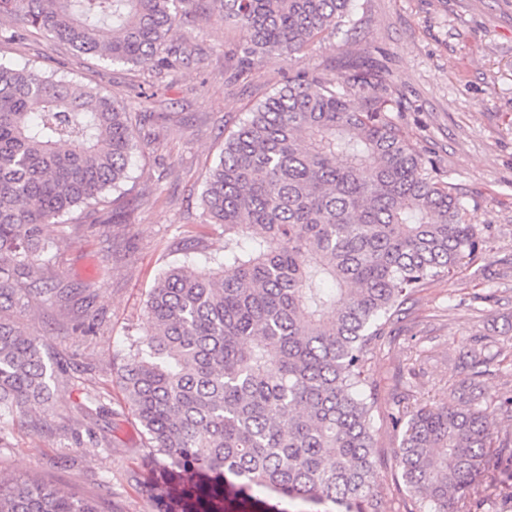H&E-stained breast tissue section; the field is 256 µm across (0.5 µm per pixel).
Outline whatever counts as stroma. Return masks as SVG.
<instances>
[{"label": "stroma", "instance_id": "1", "mask_svg": "<svg viewBox=\"0 0 512 512\" xmlns=\"http://www.w3.org/2000/svg\"><path fill=\"white\" fill-rule=\"evenodd\" d=\"M185 9L190 18L170 40L189 42L194 54L150 79L38 32L0 43L2 62L127 102L138 145L119 201L44 229L50 247L39 261L65 296H44L23 322L59 382L36 418L10 427L0 473L100 496L108 512H163L139 489L154 473L113 363L144 336L156 278L224 255V230L206 223L201 195L225 134L297 70L336 80L366 62L392 87L394 125L434 171L451 177L480 240L474 264L430 281L404 305L370 363L380 512H409L395 466L401 435L389 415L408 399L447 401L461 362L485 344L504 356L482 379L494 400V434L512 440V0H354L348 38L312 46L298 65L268 56L236 81L229 75L239 30L218 19L211 0H187ZM142 90L151 95L144 103ZM88 311L96 321L85 333L78 325ZM91 395L96 409L80 413ZM93 435L103 448L73 456L75 441ZM475 487L470 512H512V457L494 453Z\"/></svg>", "mask_w": 512, "mask_h": 512}]
</instances>
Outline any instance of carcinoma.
Here are the masks:
<instances>
[{"mask_svg": "<svg viewBox=\"0 0 512 512\" xmlns=\"http://www.w3.org/2000/svg\"><path fill=\"white\" fill-rule=\"evenodd\" d=\"M189 0H0V42L34 29L149 73L190 58L160 49ZM241 32L239 77L269 55L296 64L349 33L352 0H212ZM386 80L352 67L304 71L251 106L224 138L202 206L224 227L220 267H172L147 299L141 348L113 363L163 480L144 492L181 512H225L224 484L253 505L275 497L379 512L367 363L427 280L472 261L475 227L455 184L392 123ZM128 107L34 68L0 62V441L58 383L20 322L35 297L44 229L98 204L127 178ZM331 281L332 288L322 284ZM474 372L446 402L392 416L413 512H448L495 447ZM0 512H104L49 481L0 476Z\"/></svg>", "mask_w": 512, "mask_h": 512, "instance_id": "carcinoma-1", "label": "carcinoma"}]
</instances>
